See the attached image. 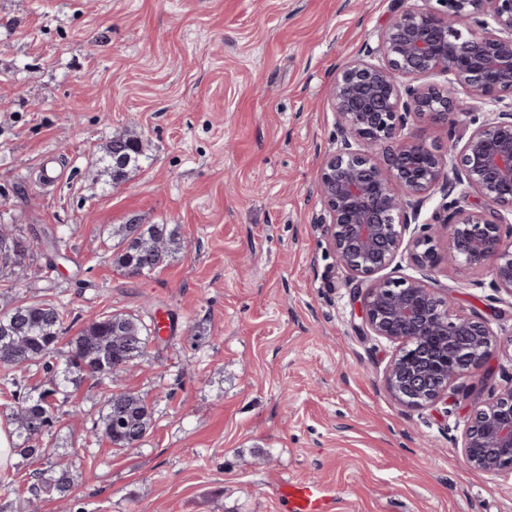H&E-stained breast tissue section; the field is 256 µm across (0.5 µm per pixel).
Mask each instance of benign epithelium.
I'll use <instances>...</instances> for the list:
<instances>
[{"label": "benign epithelium", "instance_id": "7a95c632", "mask_svg": "<svg viewBox=\"0 0 512 512\" xmlns=\"http://www.w3.org/2000/svg\"><path fill=\"white\" fill-rule=\"evenodd\" d=\"M406 6L379 31L375 49L336 69L330 98L340 139L323 161L319 194L331 250L353 279L362 330L395 345L383 386L397 404L433 406L482 370L499 345L488 322L453 310L433 287L437 256L410 234L423 200L447 202L435 231L448 263L492 270L512 298V106L482 120L464 141L428 147L407 137L410 118L439 123L459 116V89L477 98L512 94V0H436ZM467 184L483 201L467 212L450 199ZM409 250L420 276L382 275ZM469 469L512 473V388L477 406L457 442Z\"/></svg>", "mask_w": 512, "mask_h": 512}]
</instances>
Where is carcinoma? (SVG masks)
Listing matches in <instances>:
<instances>
[{
    "label": "carcinoma",
    "mask_w": 512,
    "mask_h": 512,
    "mask_svg": "<svg viewBox=\"0 0 512 512\" xmlns=\"http://www.w3.org/2000/svg\"><path fill=\"white\" fill-rule=\"evenodd\" d=\"M142 156L140 141L128 134L112 136L104 148V172L117 185ZM115 262L131 277H146L180 249L178 227L167 224L112 225ZM32 253L31 242L19 234H0V272L21 268ZM68 313L59 303L46 300L13 304L0 308V365L5 374L0 384L20 395L14 414L15 434L20 441L18 454L40 468L32 473L30 491L35 496L66 498L73 484L70 470L51 462L49 449L40 440L49 433L52 409L66 402L67 388L87 377L108 385L102 410L93 428L115 448H137L148 434L153 410L138 394L114 383L120 372L146 354L157 328L134 314L114 313L97 316L67 342L57 345L65 334ZM40 362L54 373L52 387L37 397L22 395L18 375Z\"/></svg>",
    "instance_id": "1"
}]
</instances>
